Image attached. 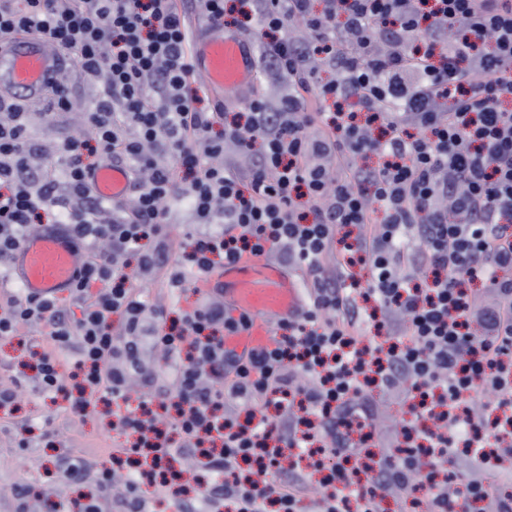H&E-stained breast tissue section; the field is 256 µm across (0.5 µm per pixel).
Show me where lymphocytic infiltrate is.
Here are the masks:
<instances>
[{
  "label": "lymphocytic infiltrate",
  "mask_w": 512,
  "mask_h": 512,
  "mask_svg": "<svg viewBox=\"0 0 512 512\" xmlns=\"http://www.w3.org/2000/svg\"><path fill=\"white\" fill-rule=\"evenodd\" d=\"M238 2L288 92L230 116L190 60L224 0H0L1 41L45 35L101 93L49 153L0 100V267L46 210L83 252L67 296L0 292V342L38 328L39 392L121 438L63 457L62 484L95 487L67 512H380L396 492L512 512V0ZM112 159L132 190L108 204L91 181ZM261 253L302 272L308 309L244 360L219 292L180 299ZM475 284L498 296L479 315ZM378 389L407 407L386 449Z\"/></svg>",
  "instance_id": "f902f5d3"
}]
</instances>
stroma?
<instances>
[{
    "label": "stroma",
    "instance_id": "obj_1",
    "mask_svg": "<svg viewBox=\"0 0 512 512\" xmlns=\"http://www.w3.org/2000/svg\"><path fill=\"white\" fill-rule=\"evenodd\" d=\"M51 109L44 98L26 103L30 134L45 147L73 134L75 128L74 116L66 110L54 114L53 119H45V112ZM21 406L31 425L38 428L45 421H52L60 438L54 450L37 439L22 450L12 447L8 435L0 434V512H63L76 492L58 479L61 449L93 456L112 450V436L94 420L68 415L64 401H52L33 388L24 392Z\"/></svg>",
    "mask_w": 512,
    "mask_h": 512
}]
</instances>
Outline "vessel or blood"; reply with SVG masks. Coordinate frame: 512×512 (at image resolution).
Wrapping results in <instances>:
<instances>
[{"label": "vessel or blood", "instance_id": "vessel-or-blood-1", "mask_svg": "<svg viewBox=\"0 0 512 512\" xmlns=\"http://www.w3.org/2000/svg\"><path fill=\"white\" fill-rule=\"evenodd\" d=\"M192 71L216 99L248 100L258 81V62L252 40L218 26H206L191 51ZM66 59L41 36L28 33L0 42V97L30 100L44 96L49 79ZM96 193L108 201L125 197L131 186L128 169L108 162L93 175ZM82 254L62 228H34L15 252L9 275L37 298L60 296L71 288ZM201 287L224 295V305L245 324L225 337L224 346L246 358L270 342L274 326L296 319L305 308L301 281L266 256L225 263L208 274Z\"/></svg>", "mask_w": 512, "mask_h": 512}]
</instances>
